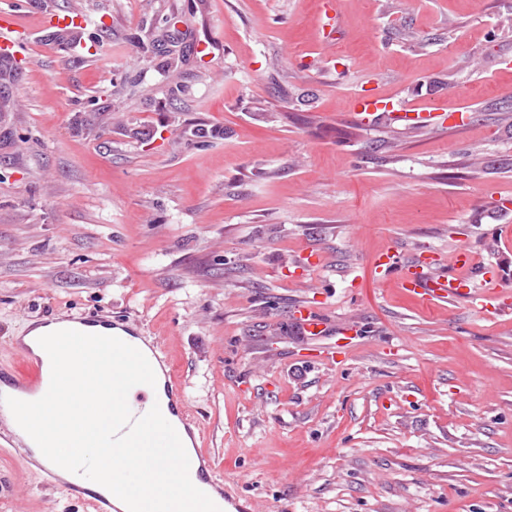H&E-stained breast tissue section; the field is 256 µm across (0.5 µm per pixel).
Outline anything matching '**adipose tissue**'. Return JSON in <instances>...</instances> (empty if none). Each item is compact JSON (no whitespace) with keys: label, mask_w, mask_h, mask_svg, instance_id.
<instances>
[{"label":"adipose tissue","mask_w":512,"mask_h":512,"mask_svg":"<svg viewBox=\"0 0 512 512\" xmlns=\"http://www.w3.org/2000/svg\"><path fill=\"white\" fill-rule=\"evenodd\" d=\"M28 335L35 338L33 353L51 377L66 380L75 376L82 384L73 404L52 409L29 404L28 429L21 435L23 442L34 450L39 461L49 455L95 451L97 469L101 477H108L112 450L103 444L101 436L112 414L101 405L98 385L111 374V350L95 345L83 327L65 336L59 324H38L32 326Z\"/></svg>","instance_id":"obj_1"}]
</instances>
